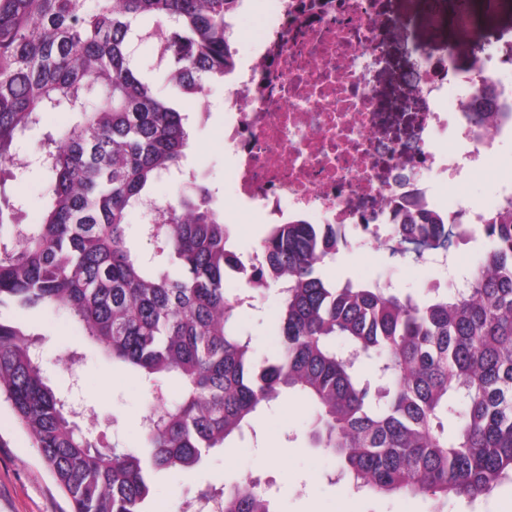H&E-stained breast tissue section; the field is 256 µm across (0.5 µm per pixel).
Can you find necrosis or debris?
I'll return each mask as SVG.
<instances>
[{"label":"necrosis or debris","instance_id":"1","mask_svg":"<svg viewBox=\"0 0 512 512\" xmlns=\"http://www.w3.org/2000/svg\"><path fill=\"white\" fill-rule=\"evenodd\" d=\"M377 0H275L249 64L226 73L224 152L235 208L263 223L340 224L353 247L395 246L399 210L421 209L472 236L512 199V57L462 74L426 59L408 81L420 100L408 138L394 140L374 97L381 69ZM481 174L486 204L444 200L449 183Z\"/></svg>","mask_w":512,"mask_h":512}]
</instances>
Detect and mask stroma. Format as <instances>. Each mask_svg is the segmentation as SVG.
Here are the masks:
<instances>
[{
  "label": "stroma",
  "mask_w": 512,
  "mask_h": 512,
  "mask_svg": "<svg viewBox=\"0 0 512 512\" xmlns=\"http://www.w3.org/2000/svg\"><path fill=\"white\" fill-rule=\"evenodd\" d=\"M377 17L387 56L375 85L393 117L389 132L403 136L411 126V115L405 111L403 101L407 94L404 76L414 61L413 45H424L437 59L451 57L454 67L465 72L473 69L474 60L457 49L458 39L447 28L427 22L418 0H379ZM466 39L484 46L486 68L498 66L505 44L512 43V0H499L493 14L477 15ZM207 90V119L199 118L197 102L183 104L190 128L185 168L195 172L210 189L213 208L225 211L230 219L235 250L247 257L267 227L247 212L224 206L233 194L221 137L224 87L211 82ZM76 120V114L63 108L42 113L39 123L16 142L15 152L34 156L47 134L62 132ZM0 175L6 178L19 208V223H38L48 191L45 172L34 164ZM326 271L339 282L369 283L384 278L404 292H417L443 279L440 271L415 255H394L387 250H340ZM272 303V297H261L239 313L241 328L252 336L262 354L273 347L268 336ZM5 316L41 335L43 365L52 385L64 393L74 392L93 414V421L87 426L91 439L126 447L139 443L150 399L146 382L134 378L123 365L103 359L63 312L9 310ZM311 418L312 408L299 393L282 395L271 408L254 414L251 431L213 449L201 467L158 473L149 512H180L184 502L200 490L249 473L258 475L272 512H430L431 502L422 495L354 489L340 477L335 458L313 447ZM0 512H70L68 499L44 467L31 438L17 425L10 405L1 399ZM445 512H512V479L486 495L449 497Z\"/></svg>",
  "instance_id": "stroma-1"
}]
</instances>
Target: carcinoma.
Instances as JSON below:
<instances>
[{"instance_id":"carcinoma-1","label":"carcinoma","mask_w":512,"mask_h":512,"mask_svg":"<svg viewBox=\"0 0 512 512\" xmlns=\"http://www.w3.org/2000/svg\"><path fill=\"white\" fill-rule=\"evenodd\" d=\"M242 0H0V163L40 114L77 122L48 137L44 216L19 224L0 205V309L51 307L104 356L152 385L139 446L108 448L72 420L26 326L0 317V397L72 512H145L151 473L188 470L282 392L313 408L311 438L358 490L477 497L512 477V202L482 226L485 252L466 285L416 299L376 283L343 284L325 268L349 243L334 224H272L244 266L208 187L193 179L156 208L146 254L129 218L180 169L188 117L142 71L154 43L175 92L199 98L224 80L233 51L224 16ZM405 247L467 241L419 213ZM278 286L273 351L258 356L237 310ZM364 360L376 374L358 371ZM224 512H272L253 481L200 492Z\"/></svg>"}]
</instances>
